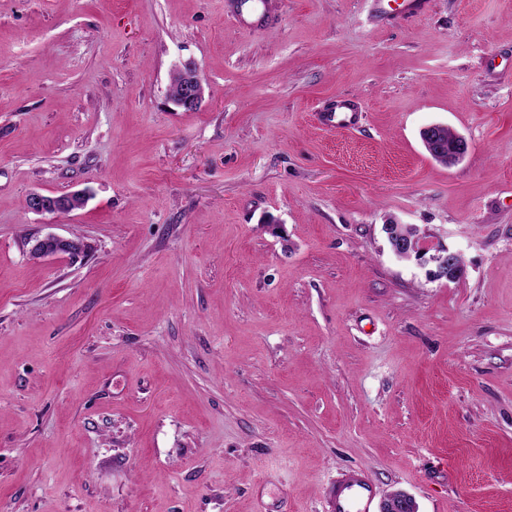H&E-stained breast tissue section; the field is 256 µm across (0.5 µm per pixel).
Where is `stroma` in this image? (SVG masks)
<instances>
[{"instance_id":"obj_1","label":"stroma","mask_w":512,"mask_h":512,"mask_svg":"<svg viewBox=\"0 0 512 512\" xmlns=\"http://www.w3.org/2000/svg\"><path fill=\"white\" fill-rule=\"evenodd\" d=\"M226 2L0 0V512H327L360 470L512 512V0ZM336 96L360 128L314 122ZM48 233L84 254L31 258ZM232 15L245 26H254L268 21L267 0H234ZM378 4L386 1V5L379 7V16L383 20H396L413 17L425 8L424 0H377ZM171 96L173 101H178L181 97V88L183 95L182 104L192 107L196 110L204 97V86L199 74V69L194 61L187 60L176 65L172 73ZM181 86V88H180ZM445 130H448V142H453L455 139L453 133L448 129V126L442 124H431L423 127L421 129V141L432 157L444 158L448 165L456 164L464 158L466 154L465 146L461 143L446 155L442 148ZM89 190L65 193L61 196L47 195L38 191L29 194L30 210L36 214L66 213L82 208ZM388 231V237L392 241L391 250L400 259H410L415 256L417 259L424 257L426 247L422 239L415 232H410L409 227L397 222L384 224ZM436 252L430 257L436 267L432 276L436 279L445 278L446 280L460 277L463 271L460 254L444 247L439 248Z\"/></svg>"}]
</instances>
